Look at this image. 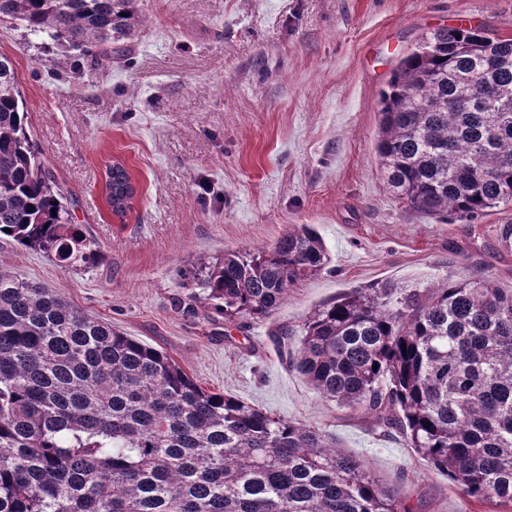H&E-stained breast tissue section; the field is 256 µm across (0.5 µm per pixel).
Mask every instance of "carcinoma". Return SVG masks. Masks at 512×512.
<instances>
[{"label": "carcinoma", "instance_id": "1", "mask_svg": "<svg viewBox=\"0 0 512 512\" xmlns=\"http://www.w3.org/2000/svg\"><path fill=\"white\" fill-rule=\"evenodd\" d=\"M132 2L0 0V19L110 62ZM376 153L392 191L425 214L471 222L512 204V38L480 26L422 36L381 93ZM104 167L122 218L137 190L124 165ZM1 236L64 270L101 258L39 159L2 56ZM328 263L303 224L198 262L191 298L226 323L267 319ZM285 335L299 336L289 364L320 394L406 436L465 500L512 507V291L461 273L429 296L385 283ZM0 512L413 510L319 430L203 389L166 352L0 269Z\"/></svg>", "mask_w": 512, "mask_h": 512}]
</instances>
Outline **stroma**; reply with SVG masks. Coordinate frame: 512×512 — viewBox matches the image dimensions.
Segmentation results:
<instances>
[{
  "label": "stroma",
  "instance_id": "1",
  "mask_svg": "<svg viewBox=\"0 0 512 512\" xmlns=\"http://www.w3.org/2000/svg\"><path fill=\"white\" fill-rule=\"evenodd\" d=\"M133 10L134 32L108 65L66 43L35 48L18 21L0 19V55L40 159L104 254L67 273L0 239V269L163 350L204 389L319 429L418 512H495L463 502L400 434L318 393L290 368L298 339L284 332L385 282L427 294L462 273L512 290V240L501 238L512 204L439 221L388 189L375 151L399 59L444 26L512 36V0H134ZM111 156L137 186L121 220L101 194ZM304 224L330 262L271 317L228 325L190 304L180 275L192 263Z\"/></svg>",
  "mask_w": 512,
  "mask_h": 512
}]
</instances>
